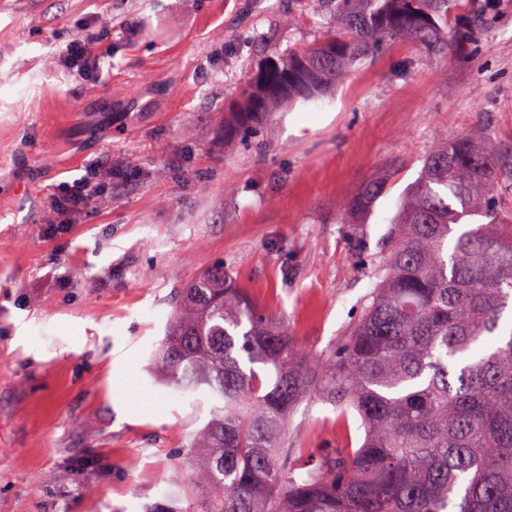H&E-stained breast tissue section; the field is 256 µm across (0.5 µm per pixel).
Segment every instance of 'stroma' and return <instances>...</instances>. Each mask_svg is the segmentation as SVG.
<instances>
[{
  "instance_id": "35a3bbf8",
  "label": "stroma",
  "mask_w": 512,
  "mask_h": 512,
  "mask_svg": "<svg viewBox=\"0 0 512 512\" xmlns=\"http://www.w3.org/2000/svg\"><path fill=\"white\" fill-rule=\"evenodd\" d=\"M335 28L319 0H0V512H198L175 454L204 421L152 380L180 289L224 266L302 349H329L423 159L454 135L512 148V0L449 6L470 37L448 56L387 42L326 97L231 130L251 72ZM80 37L102 55L83 84L64 62ZM97 164L111 177L62 223L57 185ZM362 435L311 396L288 445ZM384 191V183L372 182L367 184L350 204L349 219H351V223H364L367 216L371 213L376 200Z\"/></svg>"
}]
</instances>
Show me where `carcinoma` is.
<instances>
[{
  "instance_id": "obj_1",
  "label": "carcinoma",
  "mask_w": 512,
  "mask_h": 512,
  "mask_svg": "<svg viewBox=\"0 0 512 512\" xmlns=\"http://www.w3.org/2000/svg\"><path fill=\"white\" fill-rule=\"evenodd\" d=\"M448 2L336 0L339 31L261 64L228 122L247 130L327 94L385 41L447 53ZM511 190L512 160L467 136L430 153L389 220L378 283L329 351L300 350L222 266L183 289L154 358L172 393L210 405L183 451L208 487L201 512H512ZM384 191L367 184L351 223ZM311 393L344 425L358 415V447H288Z\"/></svg>"
}]
</instances>
